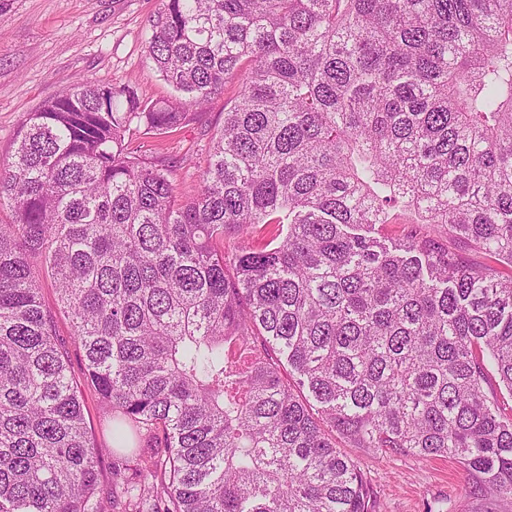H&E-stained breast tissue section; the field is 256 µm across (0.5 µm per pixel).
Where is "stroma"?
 Instances as JSON below:
<instances>
[{
  "instance_id": "1",
  "label": "stroma",
  "mask_w": 512,
  "mask_h": 512,
  "mask_svg": "<svg viewBox=\"0 0 512 512\" xmlns=\"http://www.w3.org/2000/svg\"><path fill=\"white\" fill-rule=\"evenodd\" d=\"M162 8L163 0H0V163L11 156L26 114L78 81L126 84L146 103L176 98L146 57L150 21ZM238 94L237 86H224L177 130L134 132L130 150L164 158L179 192L197 194L199 171ZM344 453L370 483L377 512H512V501L471 495L466 473L446 459Z\"/></svg>"
}]
</instances>
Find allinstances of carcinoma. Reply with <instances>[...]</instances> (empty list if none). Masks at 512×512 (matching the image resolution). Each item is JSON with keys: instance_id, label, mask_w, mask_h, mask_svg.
Here are the masks:
<instances>
[{"instance_id": "1", "label": "carcinoma", "mask_w": 512, "mask_h": 512, "mask_svg": "<svg viewBox=\"0 0 512 512\" xmlns=\"http://www.w3.org/2000/svg\"><path fill=\"white\" fill-rule=\"evenodd\" d=\"M150 31L180 98L82 80L0 167V512H377L338 438L512 500V0H164ZM229 82L184 200L126 136ZM60 314L132 459L108 498Z\"/></svg>"}]
</instances>
